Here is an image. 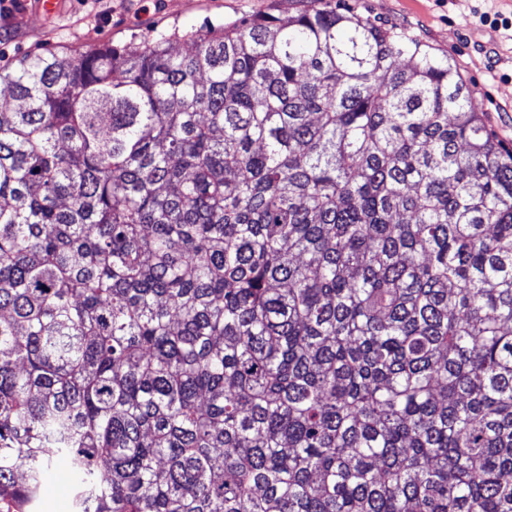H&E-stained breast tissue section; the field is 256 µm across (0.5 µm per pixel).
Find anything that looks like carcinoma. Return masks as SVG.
<instances>
[{
	"mask_svg": "<svg viewBox=\"0 0 512 512\" xmlns=\"http://www.w3.org/2000/svg\"><path fill=\"white\" fill-rule=\"evenodd\" d=\"M56 463L73 512H512V149L448 61L310 0L0 70V512Z\"/></svg>",
	"mask_w": 512,
	"mask_h": 512,
	"instance_id": "cac0c4a2",
	"label": "carcinoma"
}]
</instances>
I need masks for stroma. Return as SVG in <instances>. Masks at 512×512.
Listing matches in <instances>:
<instances>
[{
    "mask_svg": "<svg viewBox=\"0 0 512 512\" xmlns=\"http://www.w3.org/2000/svg\"><path fill=\"white\" fill-rule=\"evenodd\" d=\"M356 12L417 35L438 57L449 58L470 90L485 124L512 148V30L493 25L512 20V0H345ZM307 0H100L89 14L69 0L52 17L30 23L23 14L0 19V69L18 58L51 50L78 56L96 47H122L173 30L207 32L244 16L287 18ZM72 488L65 468L43 480L40 512H71Z\"/></svg>",
    "mask_w": 512,
    "mask_h": 512,
    "instance_id": "1",
    "label": "stroma"
}]
</instances>
